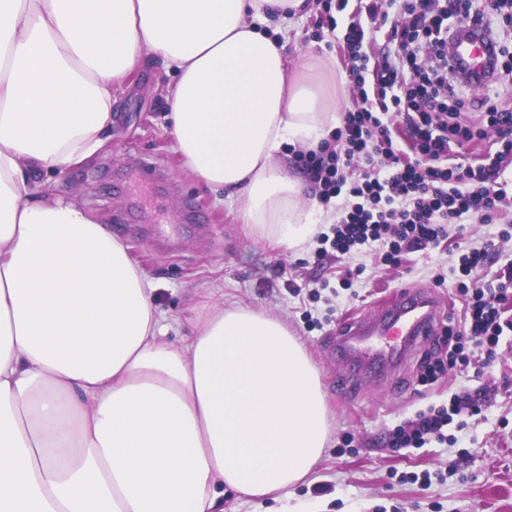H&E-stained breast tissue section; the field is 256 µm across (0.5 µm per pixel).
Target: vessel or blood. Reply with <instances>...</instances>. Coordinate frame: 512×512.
I'll use <instances>...</instances> for the list:
<instances>
[{
  "label": "vessel or blood",
  "mask_w": 512,
  "mask_h": 512,
  "mask_svg": "<svg viewBox=\"0 0 512 512\" xmlns=\"http://www.w3.org/2000/svg\"><path fill=\"white\" fill-rule=\"evenodd\" d=\"M450 60L457 76L482 87L494 67L496 44L484 32L457 33ZM440 310L439 303L428 291L406 289L388 303L384 315L361 316L341 328L336 334V352L361 361H392L434 335Z\"/></svg>",
  "instance_id": "b4317fda"
}]
</instances>
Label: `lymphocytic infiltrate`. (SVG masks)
I'll return each mask as SVG.
<instances>
[{
	"instance_id": "1",
	"label": "lymphocytic infiltrate",
	"mask_w": 512,
	"mask_h": 512,
	"mask_svg": "<svg viewBox=\"0 0 512 512\" xmlns=\"http://www.w3.org/2000/svg\"><path fill=\"white\" fill-rule=\"evenodd\" d=\"M499 0H370L364 17H353L342 46L349 77L358 92L355 109L318 149L299 153L323 204L338 203L340 217L331 247L348 254L355 246L392 240L386 260L403 251L439 244L463 225L491 221L501 206L512 207L501 177L512 155V102L485 97L483 115L496 134L481 163L463 159L472 130L461 122L464 87L452 74L448 42L467 24L497 30ZM391 25L393 52L378 62L369 54L375 27ZM401 117L394 126L393 117ZM505 290L474 289L465 303L463 338L444 341L446 360L425 374L433 379L445 363L468 366L465 346L493 356L502 327L498 305ZM471 394L452 395L447 405L420 412L399 427L393 445L418 447L427 436H443L454 421L480 413Z\"/></svg>"
}]
</instances>
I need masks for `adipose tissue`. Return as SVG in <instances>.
<instances>
[{
	"label": "adipose tissue",
	"mask_w": 512,
	"mask_h": 512,
	"mask_svg": "<svg viewBox=\"0 0 512 512\" xmlns=\"http://www.w3.org/2000/svg\"><path fill=\"white\" fill-rule=\"evenodd\" d=\"M306 0H0V512H224L280 499L323 456L319 370L280 317L203 304L189 337L126 245L42 176L102 149L147 60L190 174L285 250L314 208L278 157L336 126L335 70L289 73ZM277 17L275 35L264 27Z\"/></svg>",
	"instance_id": "obj_1"
}]
</instances>
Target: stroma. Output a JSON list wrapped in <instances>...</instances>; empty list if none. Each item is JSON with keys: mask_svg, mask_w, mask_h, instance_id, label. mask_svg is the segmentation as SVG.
I'll return each instance as SVG.
<instances>
[{"mask_svg": "<svg viewBox=\"0 0 512 512\" xmlns=\"http://www.w3.org/2000/svg\"><path fill=\"white\" fill-rule=\"evenodd\" d=\"M320 0H309L285 47L289 71L306 57L348 75L337 48L348 23L317 24ZM160 63L140 65L128 78L116 106L106 147L88 162L44 176V189L86 202L94 219L126 244L130 258L157 284V304L182 325L166 340L180 343L199 295L219 289L236 302L284 318L317 365L332 415L323 457L312 474L288 488L280 500L224 493V512H512V331H504L492 359H472L438 380L420 376L439 342L420 343L397 375L363 371L338 357L336 332L348 318L378 316L382 301L401 289L429 290L440 302L441 321L460 319L463 285L486 288L512 270V212L494 223L466 225L464 236L384 262L375 242L346 255H322L310 240L303 250L273 249L255 241L238 203L220 199L187 172L167 132L165 85ZM488 247L484 267L463 275L462 254ZM485 392L490 405L449 428L445 440L419 448H396L398 426L452 394Z\"/></svg>", "mask_w": 512, "mask_h": 512, "instance_id": "obj_1", "label": "stroma"}]
</instances>
